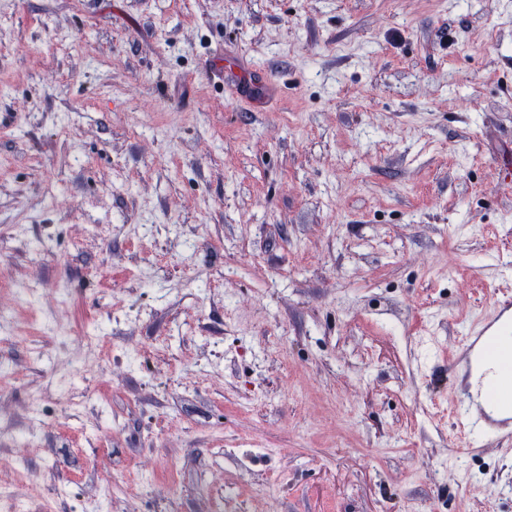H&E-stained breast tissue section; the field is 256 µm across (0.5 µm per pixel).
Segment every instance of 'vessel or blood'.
Returning a JSON list of instances; mask_svg holds the SVG:
<instances>
[{
	"label": "vessel or blood",
	"mask_w": 512,
	"mask_h": 512,
	"mask_svg": "<svg viewBox=\"0 0 512 512\" xmlns=\"http://www.w3.org/2000/svg\"><path fill=\"white\" fill-rule=\"evenodd\" d=\"M511 368L512 291H498L444 366L460 437L483 433L512 445V378L504 376Z\"/></svg>",
	"instance_id": "vessel-or-blood-1"
}]
</instances>
